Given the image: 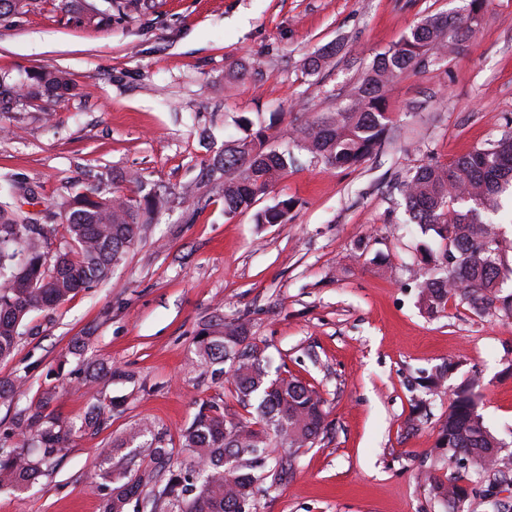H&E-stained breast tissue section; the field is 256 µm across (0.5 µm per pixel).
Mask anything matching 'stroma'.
I'll return each mask as SVG.
<instances>
[{"label":"stroma","mask_w":512,"mask_h":512,"mask_svg":"<svg viewBox=\"0 0 512 512\" xmlns=\"http://www.w3.org/2000/svg\"><path fill=\"white\" fill-rule=\"evenodd\" d=\"M461 0H30L0 27V80L29 83L62 69L72 91L36 90L0 103V180L34 189L42 205L96 189L161 203L108 277L32 313L0 379L22 375L0 403V447L15 412L48 388L66 423L91 399L108 407L58 465L22 491H0V512H101L98 451L152 426L172 466L193 460L181 434L202 401L249 416L228 376L198 356V338L244 320L273 366L316 387L328 427L294 467L267 479L257 512H446L419 478L455 467L435 444L451 388L478 376L479 411L512 450V317L449 302L424 313L414 273L429 238L408 223L395 184L424 163L449 164L500 138L512 121V0H492L475 34L447 62L404 74L387 92L391 140L361 164L297 161L257 201L288 199L284 224L228 215L200 177L239 118L275 143L345 101L374 57L422 18ZM345 48L319 74L305 57ZM258 61L230 80V65ZM138 174L141 185L124 182ZM445 387L416 385L445 361Z\"/></svg>","instance_id":"1"}]
</instances>
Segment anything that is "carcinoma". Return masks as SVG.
<instances>
[{
  "instance_id": "cac0c4a2",
  "label": "carcinoma",
  "mask_w": 512,
  "mask_h": 512,
  "mask_svg": "<svg viewBox=\"0 0 512 512\" xmlns=\"http://www.w3.org/2000/svg\"><path fill=\"white\" fill-rule=\"evenodd\" d=\"M490 0H466L463 12L430 15L394 47L379 54L361 80L334 112L319 114L299 127L293 141L312 158L342 168L361 163L385 143L392 126L386 93L402 75L426 64H441L456 53L472 33L474 21L484 15ZM342 46L332 44L309 55L304 69L321 71ZM38 84L60 92L70 89L65 71H42ZM292 163L291 153L268 145L265 131L231 144L209 169V180L222 181L224 211L250 209L273 187ZM512 188V129L485 147L475 148L447 166L422 164L407 172L399 191L411 221L431 237L425 268L416 271L418 302L427 313H439L448 301L459 299L475 310L496 309L512 316V294L501 295L499 279L512 241L494 231L498 195ZM35 199L28 187L9 184L0 194V359L10 357L22 335L21 328L35 311L55 307L76 290L103 280L118 264L149 223L157 205L153 194L132 202L120 195L102 199L92 191L78 193L53 206L49 224H40L22 205ZM289 200L254 214L257 224H285ZM66 238L54 245L57 226ZM200 356L224 373H232L237 399L245 406L257 402L255 415L232 418L216 403L203 401L191 424L181 434V448L195 466L170 472L160 495L176 506L175 512H255V499L269 473L293 465L278 449L310 448L326 429L325 402L309 384L292 375L269 378V361L249 336L245 322L224 324L219 335L199 340ZM455 363L444 361L422 377L423 387L436 389L448 379ZM25 377L0 380V401L13 399ZM471 377L448 400V413L436 448L448 463L475 473L493 472L485 492L492 496L501 485L512 484V474L501 461H512L502 441L477 410ZM53 398L48 390L37 402L15 415L17 444L0 448V489L22 490L64 456L74 437L93 428L103 412L98 403L88 407L81 424H62L46 413ZM145 426L129 437L100 449L97 476L109 488L103 512H127L135 497L153 481L155 471L170 460L161 441L148 439ZM143 441L152 448L151 464L132 476L112 467L122 449ZM424 480L434 497L448 504L449 512H464L471 493L465 476L441 478L431 471Z\"/></svg>"
}]
</instances>
